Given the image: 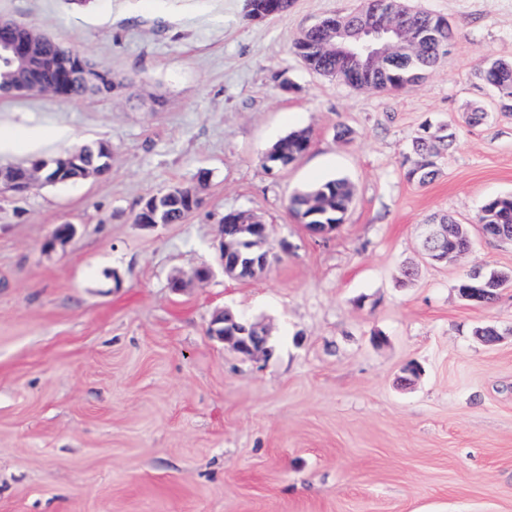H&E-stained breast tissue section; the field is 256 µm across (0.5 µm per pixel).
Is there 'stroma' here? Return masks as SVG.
<instances>
[{
  "label": "stroma",
  "mask_w": 512,
  "mask_h": 512,
  "mask_svg": "<svg viewBox=\"0 0 512 512\" xmlns=\"http://www.w3.org/2000/svg\"><path fill=\"white\" fill-rule=\"evenodd\" d=\"M358 2L294 0L258 23L248 0H0V16L126 81L105 99L0 98V165L112 146L103 176L0 197V512H512V287L483 305L457 290L473 269H512V242L475 225L512 193V108L476 76L512 61V0H409L455 38L389 93L291 50ZM478 106L487 116L470 122ZM426 123L456 143L421 185L403 160ZM298 129L310 149L268 171L265 153ZM202 169L185 223H135L149 195ZM337 177L354 186L346 220L312 234L288 198ZM236 210L291 246L242 281L217 268ZM440 213L473 246L431 264L420 226ZM60 224L78 234L54 247ZM203 265L213 277L191 280ZM225 306L271 328V357L209 336ZM411 363L422 374L400 386Z\"/></svg>",
  "instance_id": "1"
}]
</instances>
